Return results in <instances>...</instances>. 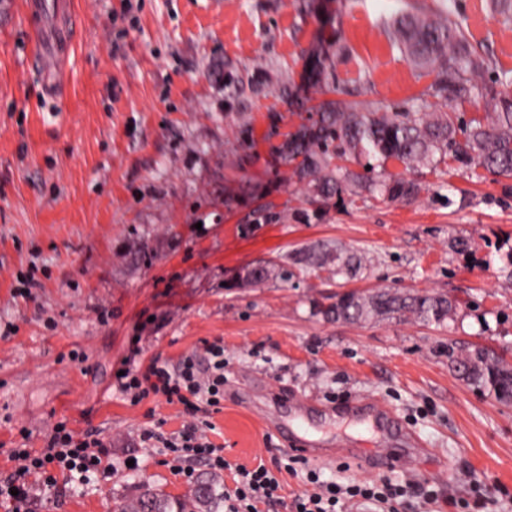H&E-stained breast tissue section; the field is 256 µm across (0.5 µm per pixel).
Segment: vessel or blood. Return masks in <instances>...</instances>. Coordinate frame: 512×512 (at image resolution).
Instances as JSON below:
<instances>
[{"label": "vessel or blood", "instance_id": "1", "mask_svg": "<svg viewBox=\"0 0 512 512\" xmlns=\"http://www.w3.org/2000/svg\"><path fill=\"white\" fill-rule=\"evenodd\" d=\"M30 15L39 17L42 25L31 50V67L39 72L50 95L61 89V70L72 46V0H25ZM362 468L371 469L382 464L399 465L400 458L394 448H379L373 453L356 452Z\"/></svg>", "mask_w": 512, "mask_h": 512}]
</instances>
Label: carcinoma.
<instances>
[{
    "label": "carcinoma",
    "instance_id": "carcinoma-1",
    "mask_svg": "<svg viewBox=\"0 0 512 512\" xmlns=\"http://www.w3.org/2000/svg\"><path fill=\"white\" fill-rule=\"evenodd\" d=\"M392 35L409 58L435 74L431 96L438 100L420 112H359L350 103L330 101L313 125L301 127L288 140V161L294 174L308 181L309 202L320 215L329 200L357 196L366 190L384 200L410 204L422 185L417 180L384 176L390 160L410 169L431 173L481 177H512V71L486 79V59L473 51L464 32L446 17L408 15L393 23ZM477 101L485 112L469 118L448 112L453 101ZM366 160L370 169L356 171L350 164ZM302 269H331L345 276L362 267L363 258L341 245L313 246L292 256ZM460 302L437 293L379 289L369 293L336 294L317 312L336 321L367 322L409 315L425 324H443L454 318ZM451 358L467 381L493 390L496 398L512 402V364L485 347ZM224 495L216 481H199L182 497L158 488L145 489L124 500L118 512H218Z\"/></svg>",
    "mask_w": 512,
    "mask_h": 512
}]
</instances>
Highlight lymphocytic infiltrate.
Returning a JSON list of instances; mask_svg holds the SVG:
<instances>
[{
	"mask_svg": "<svg viewBox=\"0 0 512 512\" xmlns=\"http://www.w3.org/2000/svg\"><path fill=\"white\" fill-rule=\"evenodd\" d=\"M207 352L206 367H199L190 358L172 367L155 357L144 368L118 376L117 384L134 405L152 396L183 405L190 422L181 432L167 436L148 429L143 437L162 444L174 461L199 460L211 469L230 471L233 485L224 491V512H265L284 503L289 512H337L342 501L351 503L356 512H400L414 482L384 480L343 485L323 480L310 470L303 489L288 496L280 475H297L300 459L291 457L270 466L261 462L252 468L230 464L223 446L208 437L214 428L210 416L220 411L224 400V348L213 343ZM10 456L17 466L0 480V504L6 505L8 512H30L36 491L56 489L59 478L84 482L94 475L109 477L116 470L112 450L99 433L90 430L79 434L63 422L52 426L41 450L16 448Z\"/></svg>",
	"mask_w": 512,
	"mask_h": 512,
	"instance_id": "lymphocytic-infiltrate-1",
	"label": "lymphocytic infiltrate"
}]
</instances>
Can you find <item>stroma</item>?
I'll return each instance as SVG.
<instances>
[{"label": "stroma", "instance_id": "stroma-1", "mask_svg": "<svg viewBox=\"0 0 512 512\" xmlns=\"http://www.w3.org/2000/svg\"><path fill=\"white\" fill-rule=\"evenodd\" d=\"M22 2L0 0V326L14 327L0 338V479L11 449L42 447L64 420L140 467L40 493L32 512H115L144 484L186 495L191 479L143 433L179 432L188 416L123 401L113 373L135 336L144 358L172 364L206 362L218 340L224 407L209 437L231 463L284 458L288 440L267 420L287 418L291 393L311 403L302 433L337 451L308 461L323 479L427 483L436 512H458L478 484L512 512V403L448 359L449 347L480 346L512 362V178L451 176L444 202L427 172L413 203L347 198L317 219L286 148L326 101L416 111L434 76L394 45L401 15H450L491 71L512 69V21L497 0H73L58 99L28 66L37 27ZM268 211L281 221L259 222ZM336 242L366 255L357 275L290 261ZM33 264L38 288L14 297L15 274ZM259 265L274 274L246 280ZM390 287L461 307L444 326L342 323L313 308ZM366 397L395 411L437 469L413 457L365 470L348 457L386 436L371 416L340 413Z\"/></svg>", "mask_w": 512, "mask_h": 512}]
</instances>
